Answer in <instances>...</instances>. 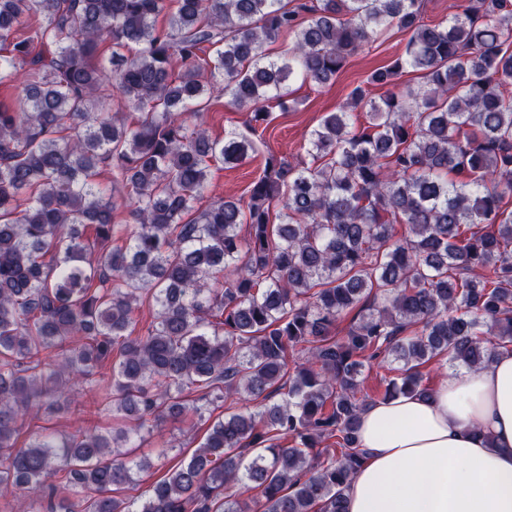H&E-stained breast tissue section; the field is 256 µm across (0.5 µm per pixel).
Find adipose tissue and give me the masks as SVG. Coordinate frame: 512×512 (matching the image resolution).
<instances>
[{"label": "adipose tissue", "instance_id": "adipose-tissue-1", "mask_svg": "<svg viewBox=\"0 0 512 512\" xmlns=\"http://www.w3.org/2000/svg\"><path fill=\"white\" fill-rule=\"evenodd\" d=\"M347 512H512V351L360 417Z\"/></svg>", "mask_w": 512, "mask_h": 512}]
</instances>
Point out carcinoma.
I'll return each instance as SVG.
<instances>
[{"label": "carcinoma", "instance_id": "obj_1", "mask_svg": "<svg viewBox=\"0 0 512 512\" xmlns=\"http://www.w3.org/2000/svg\"><path fill=\"white\" fill-rule=\"evenodd\" d=\"M167 2L0 0V86L16 91L0 100V494L22 512H345L375 402L363 362L400 364L386 400L430 392L437 356L470 368L512 347V0L433 25L421 0ZM394 26L410 37L369 77L383 95L355 88L310 132V162L270 153L247 198L204 203L207 162L247 158L291 76L326 84ZM105 42L109 69L92 63ZM409 69L421 84L402 89ZM215 85L248 133L189 129ZM142 297L155 314L135 336ZM109 361L130 427L17 446ZM192 392L239 410L147 498L121 496L143 465L112 445Z\"/></svg>", "mask_w": 512, "mask_h": 512}]
</instances>
